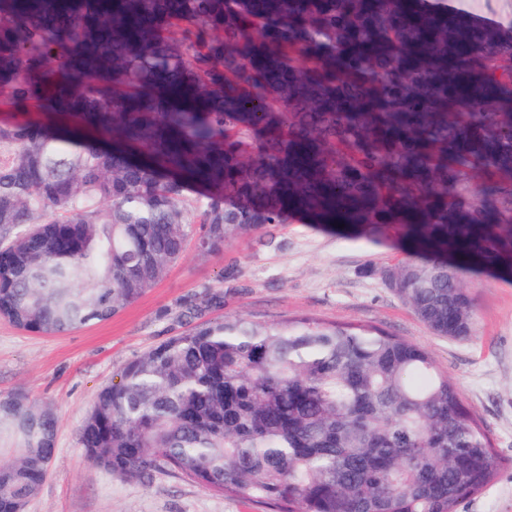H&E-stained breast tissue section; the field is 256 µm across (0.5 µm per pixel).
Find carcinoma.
I'll use <instances>...</instances> for the list:
<instances>
[{
  "label": "carcinoma",
  "mask_w": 512,
  "mask_h": 512,
  "mask_svg": "<svg viewBox=\"0 0 512 512\" xmlns=\"http://www.w3.org/2000/svg\"><path fill=\"white\" fill-rule=\"evenodd\" d=\"M512 29L448 0H0V319L105 321L182 258L300 216L394 233L389 287L473 333L463 276H512ZM192 322L126 363L81 428L121 480L159 465L266 512H458L504 459L424 347L314 317ZM0 397V512L55 454Z\"/></svg>",
  "instance_id": "cac0c4a2"
}]
</instances>
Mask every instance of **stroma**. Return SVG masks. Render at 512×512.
<instances>
[{
  "label": "stroma",
  "instance_id": "obj_1",
  "mask_svg": "<svg viewBox=\"0 0 512 512\" xmlns=\"http://www.w3.org/2000/svg\"><path fill=\"white\" fill-rule=\"evenodd\" d=\"M407 254L395 237L376 242L293 220L198 256L195 245L166 276L110 320L54 336L0 320V396L22 394L57 417L56 452L26 512H261L187 483L164 468L124 482L90 465L80 428L98 389L158 342L184 333L181 299L223 287L224 315L276 321L311 316L377 326L425 347L457 383L506 464L459 512H512V278L470 276L475 330L465 340L434 335L388 288L383 274Z\"/></svg>",
  "mask_w": 512,
  "mask_h": 512
}]
</instances>
